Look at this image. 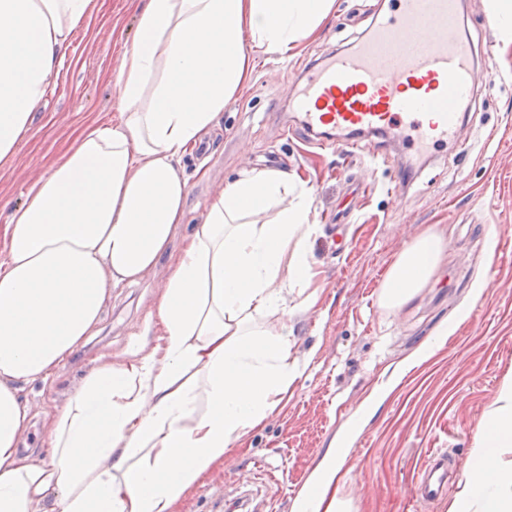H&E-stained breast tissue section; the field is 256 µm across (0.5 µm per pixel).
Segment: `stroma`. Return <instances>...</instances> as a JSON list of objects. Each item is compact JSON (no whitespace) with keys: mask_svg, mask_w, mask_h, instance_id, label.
I'll list each match as a JSON object with an SVG mask.
<instances>
[{"mask_svg":"<svg viewBox=\"0 0 512 512\" xmlns=\"http://www.w3.org/2000/svg\"><path fill=\"white\" fill-rule=\"evenodd\" d=\"M490 2L460 0V20L493 79L475 92L458 139L433 152L396 195L388 187L406 143L368 135L350 153L319 151L301 136L287 95L309 63L368 33L388 0H336L299 56H256L249 84L204 138L208 158L182 160L185 220L168 253L136 282L113 289L101 322L51 377L24 385L30 416L21 447L33 459L48 458L57 410L98 360L152 350L170 261L207 201L241 169L272 163L312 187L311 221L320 227L309 252L318 300L302 309L298 291L288 294L292 355L307 369L175 512H227L241 498L256 512H299L313 472L340 447L347 453L331 493L346 512H450L461 483L431 505L405 490L433 452L471 457L512 374V41ZM136 25L132 0H97L76 29L14 160L0 165V232L6 204L24 201L77 129L98 118L119 121L117 78ZM373 148L378 158L370 157ZM427 230L444 245L428 283L401 308H381L391 262Z\"/></svg>","mask_w":512,"mask_h":512,"instance_id":"1","label":"stroma"}]
</instances>
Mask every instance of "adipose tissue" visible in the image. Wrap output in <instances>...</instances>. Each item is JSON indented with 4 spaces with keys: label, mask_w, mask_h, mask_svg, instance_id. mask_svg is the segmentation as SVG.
<instances>
[{
    "label": "adipose tissue",
    "mask_w": 512,
    "mask_h": 512,
    "mask_svg": "<svg viewBox=\"0 0 512 512\" xmlns=\"http://www.w3.org/2000/svg\"><path fill=\"white\" fill-rule=\"evenodd\" d=\"M334 0H143L118 82L122 119L96 120L8 213L0 244V512H174L225 451L262 423L306 370L292 355L286 294L316 302L313 192L281 169L250 168L213 196L170 265L162 333L136 360L105 359L54 418L49 460L20 446V384L48 379L99 323L113 288L167 252L185 217L179 172L255 52L298 54ZM93 0H0V163L11 161ZM443 247L425 232L397 254L380 305L422 288ZM280 314L269 327L261 318ZM467 496L512 512V379L477 438ZM342 451L314 475L303 512L329 497Z\"/></svg>",
    "instance_id": "1"
}]
</instances>
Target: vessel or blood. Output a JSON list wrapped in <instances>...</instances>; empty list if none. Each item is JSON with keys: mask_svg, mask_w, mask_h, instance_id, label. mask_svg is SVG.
Wrapping results in <instances>:
<instances>
[{"mask_svg": "<svg viewBox=\"0 0 512 512\" xmlns=\"http://www.w3.org/2000/svg\"><path fill=\"white\" fill-rule=\"evenodd\" d=\"M458 29V0H393L351 48L308 68L290 100L317 147L357 148L355 133L397 136L426 153L453 139L462 105L490 82ZM462 461L434 454L413 486L417 499L446 496Z\"/></svg>", "mask_w": 512, "mask_h": 512, "instance_id": "vessel-or-blood-1", "label": "vessel or blood"}]
</instances>
